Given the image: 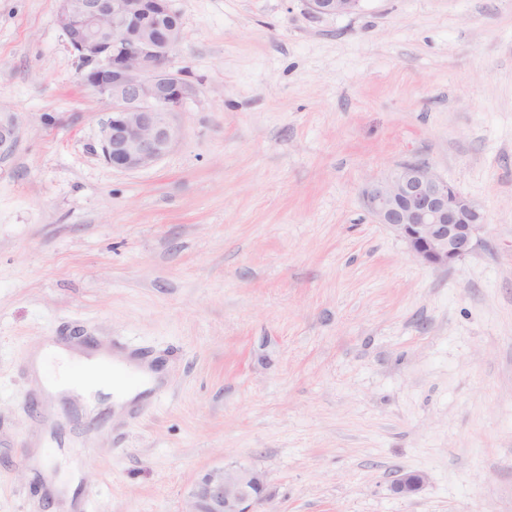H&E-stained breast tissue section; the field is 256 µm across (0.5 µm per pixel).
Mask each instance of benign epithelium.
<instances>
[{
  "mask_svg": "<svg viewBox=\"0 0 512 512\" xmlns=\"http://www.w3.org/2000/svg\"><path fill=\"white\" fill-rule=\"evenodd\" d=\"M361 0H309L320 15H348ZM55 24L82 63L81 83L107 103L100 121L101 153L112 168L133 172L154 166L179 139L174 115L193 87L168 67L182 40V23L170 0H58ZM20 123L0 112V154L12 150ZM364 207L419 261L448 269L472 252L486 227L481 209L430 166L406 163L361 190ZM405 473L394 491L410 494L424 483ZM265 472L224 465L192 486L183 512H256L268 500Z\"/></svg>",
  "mask_w": 512,
  "mask_h": 512,
  "instance_id": "benign-epithelium-1",
  "label": "benign epithelium"
}]
</instances>
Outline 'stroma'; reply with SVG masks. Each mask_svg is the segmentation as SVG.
Here are the masks:
<instances>
[{
    "instance_id": "35a3bbf8",
    "label": "stroma",
    "mask_w": 512,
    "mask_h": 512,
    "mask_svg": "<svg viewBox=\"0 0 512 512\" xmlns=\"http://www.w3.org/2000/svg\"><path fill=\"white\" fill-rule=\"evenodd\" d=\"M193 93L151 168L99 155L106 105L54 23L0 0V512H183L207 470L265 471L257 512H512V0H173ZM432 167L486 217L451 268L362 206ZM169 372L121 421L45 422L33 342ZM422 487L394 492L403 473ZM361 0H309L310 8L320 15H348L356 12ZM20 123L12 112H0V154L12 150L19 138Z\"/></svg>"
}]
</instances>
